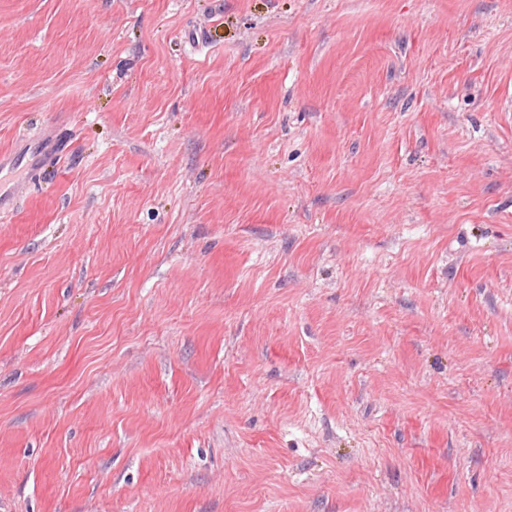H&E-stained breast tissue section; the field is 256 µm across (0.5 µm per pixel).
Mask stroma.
I'll list each match as a JSON object with an SVG mask.
<instances>
[{
  "mask_svg": "<svg viewBox=\"0 0 512 512\" xmlns=\"http://www.w3.org/2000/svg\"><path fill=\"white\" fill-rule=\"evenodd\" d=\"M0 512H512V0H0ZM58 145L56 140H47L45 138H30L23 134L17 139L16 146L13 151L0 154L1 164L12 166L25 163L26 167L32 165L37 157H44L57 151Z\"/></svg>",
  "mask_w": 512,
  "mask_h": 512,
  "instance_id": "obj_1",
  "label": "stroma"
}]
</instances>
